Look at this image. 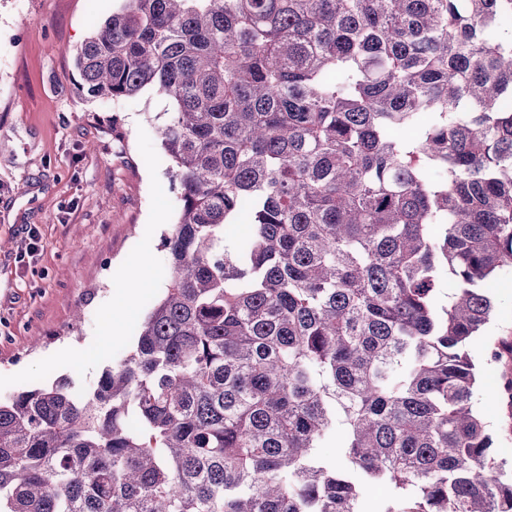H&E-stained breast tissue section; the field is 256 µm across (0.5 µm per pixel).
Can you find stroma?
Instances as JSON below:
<instances>
[{"label": "stroma", "instance_id": "stroma-1", "mask_svg": "<svg viewBox=\"0 0 512 512\" xmlns=\"http://www.w3.org/2000/svg\"><path fill=\"white\" fill-rule=\"evenodd\" d=\"M119 0H0V400L34 387H91L136 342L163 292L169 262L161 239L178 217L157 131L169 99L149 87L113 100L85 98L77 49ZM39 257L22 256L29 229ZM146 259L150 283L134 297L123 338L106 314ZM494 316L470 348L481 375L474 406L494 451L512 462L487 348L512 336V270L490 289ZM82 308L80 325L73 311Z\"/></svg>", "mask_w": 512, "mask_h": 512}]
</instances>
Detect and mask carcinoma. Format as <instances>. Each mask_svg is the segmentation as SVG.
Returning a JSON list of instances; mask_svg holds the SVG:
<instances>
[{
  "label": "carcinoma",
  "mask_w": 512,
  "mask_h": 512,
  "mask_svg": "<svg viewBox=\"0 0 512 512\" xmlns=\"http://www.w3.org/2000/svg\"><path fill=\"white\" fill-rule=\"evenodd\" d=\"M510 19L122 0L76 67L89 99L171 102L169 281L89 390L0 400V512H512L469 353L512 267ZM488 359L512 434V336Z\"/></svg>",
  "instance_id": "1"
}]
</instances>
